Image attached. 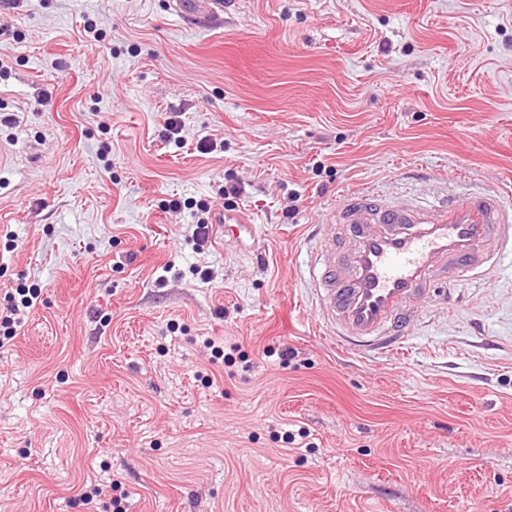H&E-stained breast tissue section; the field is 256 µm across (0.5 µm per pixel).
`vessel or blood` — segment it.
<instances>
[{"instance_id": "b4317fda", "label": "vessel or blood", "mask_w": 512, "mask_h": 512, "mask_svg": "<svg viewBox=\"0 0 512 512\" xmlns=\"http://www.w3.org/2000/svg\"><path fill=\"white\" fill-rule=\"evenodd\" d=\"M224 0H178L183 15L215 14ZM304 280L328 336L359 355L386 354L410 335L437 279L457 284L512 252V204L499 194L394 201L346 194L317 218Z\"/></svg>"}]
</instances>
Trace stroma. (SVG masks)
<instances>
[{"mask_svg": "<svg viewBox=\"0 0 512 512\" xmlns=\"http://www.w3.org/2000/svg\"><path fill=\"white\" fill-rule=\"evenodd\" d=\"M1 113L0 308L42 293L0 348V512H112L95 481L127 512H512V264L436 285L366 359L300 273L345 192L512 202V0H224L210 25L0 0ZM231 184L254 238L196 251Z\"/></svg>", "mask_w": 512, "mask_h": 512, "instance_id": "1", "label": "stroma"}]
</instances>
